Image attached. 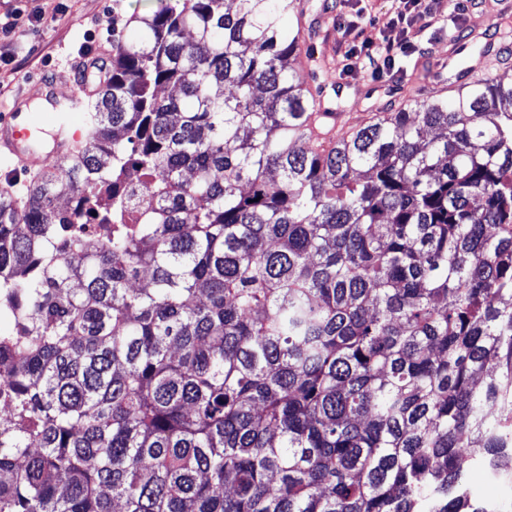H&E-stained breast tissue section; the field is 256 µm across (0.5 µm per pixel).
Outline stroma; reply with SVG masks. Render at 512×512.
<instances>
[{"label":"stroma","mask_w":512,"mask_h":512,"mask_svg":"<svg viewBox=\"0 0 512 512\" xmlns=\"http://www.w3.org/2000/svg\"><path fill=\"white\" fill-rule=\"evenodd\" d=\"M328 7L330 21L321 23L307 41V56L296 68L323 106L339 111L334 127L345 135L367 125L389 106H401L420 95L423 88H442L462 72L491 77L503 70L481 58L479 48L487 39L512 44V0H458L462 14L459 37L464 47L450 43L447 35L432 34L421 52L404 58L394 76L377 80L363 70H348L346 52L352 44L331 20L345 16L357 21L365 36L397 40L391 26L393 0H311ZM110 0H0V14L20 12L30 24L15 48L0 56V113L9 111L17 96L31 102L41 97L43 73H74L88 55H99L109 36L97 26Z\"/></svg>","instance_id":"35a3bbf8"}]
</instances>
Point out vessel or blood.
Segmentation results:
<instances>
[{
    "label": "vessel or blood",
    "mask_w": 512,
    "mask_h": 512,
    "mask_svg": "<svg viewBox=\"0 0 512 512\" xmlns=\"http://www.w3.org/2000/svg\"><path fill=\"white\" fill-rule=\"evenodd\" d=\"M43 92L53 109L43 113L40 123L32 122L28 103L21 98L10 111L0 114V159L25 174L44 170L52 158L70 156L81 148L86 129L76 121L74 110L96 96L99 89L84 81L73 95L62 98L56 93L55 82L47 81Z\"/></svg>",
    "instance_id": "1"
}]
</instances>
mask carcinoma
Segmentation results:
<instances>
[{"label": "carcinoma", "instance_id": "cac0c4a2", "mask_svg": "<svg viewBox=\"0 0 512 512\" xmlns=\"http://www.w3.org/2000/svg\"><path fill=\"white\" fill-rule=\"evenodd\" d=\"M233 2L112 0L85 148L0 191V512H502L512 79L315 148L296 0ZM468 492L470 497L476 501L486 502H508L512 499V486L490 481L481 472L474 471L468 480Z\"/></svg>", "mask_w": 512, "mask_h": 512}]
</instances>
